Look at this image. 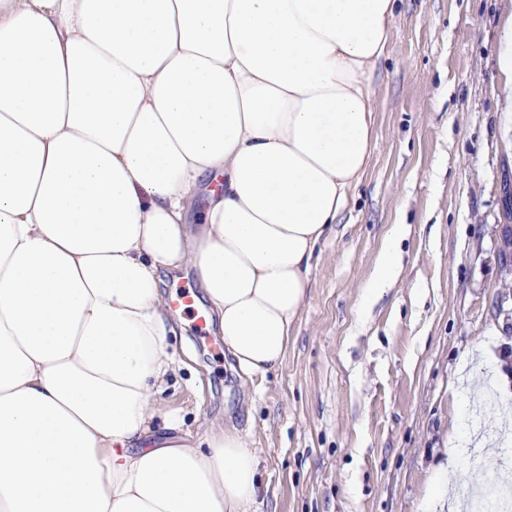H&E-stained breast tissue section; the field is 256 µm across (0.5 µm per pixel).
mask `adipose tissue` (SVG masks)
Listing matches in <instances>:
<instances>
[{"label": "adipose tissue", "instance_id": "ef3b65f1", "mask_svg": "<svg viewBox=\"0 0 512 512\" xmlns=\"http://www.w3.org/2000/svg\"><path fill=\"white\" fill-rule=\"evenodd\" d=\"M397 0H0V512H253L248 435L165 394L162 270L282 365L375 143ZM496 46L512 113V11ZM393 225L366 286L398 275Z\"/></svg>", "mask_w": 512, "mask_h": 512}]
</instances>
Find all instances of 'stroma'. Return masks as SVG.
I'll return each instance as SVG.
<instances>
[{"mask_svg":"<svg viewBox=\"0 0 512 512\" xmlns=\"http://www.w3.org/2000/svg\"><path fill=\"white\" fill-rule=\"evenodd\" d=\"M512 0H400L373 81L377 139L348 208L319 249L313 288L281 367L244 382L177 314L194 360L167 399L247 431L260 454L258 512H433L451 433L456 512L512 473V274L500 262L512 144L494 68ZM404 227L397 281L363 300L391 225ZM496 335H488L489 327ZM494 354L487 362L481 349Z\"/></svg>","mask_w":512,"mask_h":512,"instance_id":"stroma-1","label":"stroma"}]
</instances>
